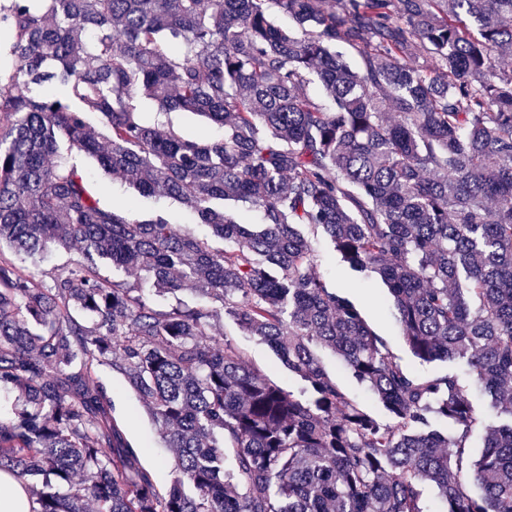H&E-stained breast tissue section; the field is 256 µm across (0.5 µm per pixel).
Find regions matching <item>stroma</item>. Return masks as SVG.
<instances>
[{"mask_svg": "<svg viewBox=\"0 0 512 512\" xmlns=\"http://www.w3.org/2000/svg\"><path fill=\"white\" fill-rule=\"evenodd\" d=\"M137 108L139 117L144 123H158L173 128L190 140H215L224 134L223 128L203 117L183 111L164 112L155 102L148 99L138 100ZM70 160L83 173L90 189L102 205L123 209L128 203H136L140 216L147 217L156 212L164 213L170 223L186 229L196 237L212 239L214 247H221V240L213 239L210 228L199 223L196 214L178 201L169 198L139 197L132 188L112 180L92 158L75 153L71 155ZM310 240L315 254L316 273L327 287L336 289L338 293L348 297L359 307L368 324L386 340L388 347L404 367L419 377L455 371L467 388L485 423H498L499 414L496 408L486 401L481 387L464 363L448 364L442 361L425 363L412 356L401 336L388 291L378 276L365 277L350 271L330 243L321 235L312 234ZM213 333L217 340L229 341L243 351L256 368L277 382L285 391L296 398L306 399L304 381L289 372L265 342L257 337L246 335L226 317L216 321ZM319 356L324 369L336 378L353 399L380 422H389L390 416L383 405L364 385L351 377L343 362L334 353L323 349L320 350ZM97 376L112 400L114 414L122 423L128 441L134 448L140 450L143 466L151 472L153 481L158 487L167 486L172 478L171 470L166 464L171 452L162 446L156 426L148 417L138 396L126 384L123 377L109 366H99Z\"/></svg>", "mask_w": 512, "mask_h": 512, "instance_id": "1", "label": "stroma"}]
</instances>
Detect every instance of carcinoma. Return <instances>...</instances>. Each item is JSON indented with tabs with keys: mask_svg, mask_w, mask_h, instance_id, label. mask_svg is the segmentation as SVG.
<instances>
[{
	"mask_svg": "<svg viewBox=\"0 0 512 512\" xmlns=\"http://www.w3.org/2000/svg\"><path fill=\"white\" fill-rule=\"evenodd\" d=\"M2 34L16 67L0 80V247L79 254L46 283L0 253V471L35 512L89 500L97 512H423L425 484L440 512H512V0H0ZM315 82L332 107L308 94ZM46 83L67 98L30 94ZM140 96L224 138L144 124ZM73 151L190 208L232 248L101 205ZM307 229L381 278L416 359L465 362L504 421L483 423L454 371H408L316 274ZM105 262L219 306L156 308ZM221 312L309 398L218 343ZM318 347L390 423L349 397ZM104 364L171 449L168 486L125 439L95 377ZM324 369L345 388L348 394L358 401L367 411L374 415L380 422L389 423L390 416L383 405L368 389L354 380L348 373L343 362L331 351L319 349Z\"/></svg>",
	"mask_w": 512,
	"mask_h": 512,
	"instance_id": "1",
	"label": "carcinoma"
}]
</instances>
